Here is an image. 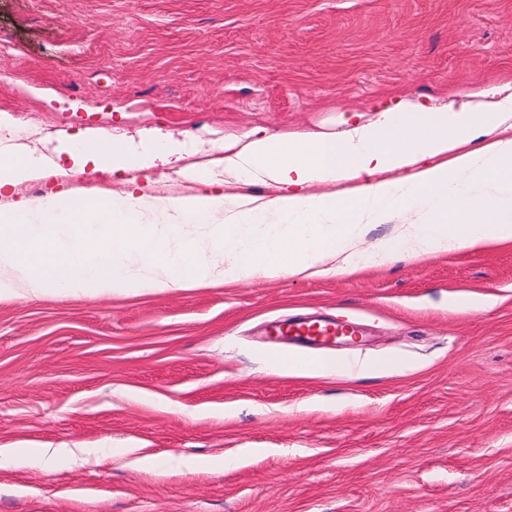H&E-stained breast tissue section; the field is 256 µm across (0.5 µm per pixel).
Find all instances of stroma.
Wrapping results in <instances>:
<instances>
[{
  "label": "stroma",
  "mask_w": 512,
  "mask_h": 512,
  "mask_svg": "<svg viewBox=\"0 0 512 512\" xmlns=\"http://www.w3.org/2000/svg\"><path fill=\"white\" fill-rule=\"evenodd\" d=\"M488 83L512 84V0H0V143L48 171L0 209L194 195V166L219 174L213 192L270 199L224 175L216 143L338 133ZM100 135L189 148L72 175L66 145ZM474 294L490 307L449 310ZM313 313L361 340L267 333ZM0 512H512V244L350 276L0 299Z\"/></svg>",
  "instance_id": "stroma-1"
}]
</instances>
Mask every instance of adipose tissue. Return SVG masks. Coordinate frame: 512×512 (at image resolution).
I'll return each mask as SVG.
<instances>
[{"label":"adipose tissue","instance_id":"obj_1","mask_svg":"<svg viewBox=\"0 0 512 512\" xmlns=\"http://www.w3.org/2000/svg\"><path fill=\"white\" fill-rule=\"evenodd\" d=\"M224 169L279 188L273 199L196 194L113 198L103 210L70 193L0 211V298L90 296L231 284L264 276L352 274L358 263L421 262L512 242V86L409 101L340 134H249L219 143ZM179 144L137 152L106 140L84 160L113 171L149 168ZM351 182L347 196L327 186ZM169 213L144 222L145 213ZM416 213L405 221L406 213ZM204 225L188 235L187 223ZM392 237L361 242L374 224Z\"/></svg>","mask_w":512,"mask_h":512}]
</instances>
